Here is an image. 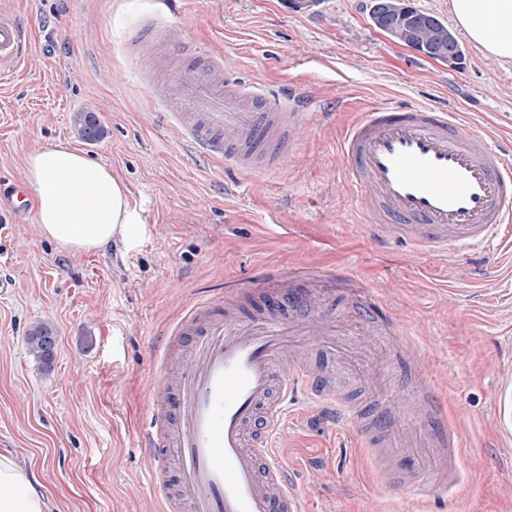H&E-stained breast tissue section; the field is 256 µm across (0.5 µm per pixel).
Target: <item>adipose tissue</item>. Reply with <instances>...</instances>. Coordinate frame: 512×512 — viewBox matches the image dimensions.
Instances as JSON below:
<instances>
[{
    "label": "adipose tissue",
    "mask_w": 512,
    "mask_h": 512,
    "mask_svg": "<svg viewBox=\"0 0 512 512\" xmlns=\"http://www.w3.org/2000/svg\"><path fill=\"white\" fill-rule=\"evenodd\" d=\"M449 7L485 57L512 61V0H449ZM25 177L34 192L42 236L71 253L84 254L126 236L139 221L111 168L67 144L31 153ZM0 512H48L29 479L1 455Z\"/></svg>",
    "instance_id": "obj_1"
}]
</instances>
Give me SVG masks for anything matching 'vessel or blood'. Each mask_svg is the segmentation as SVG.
Masks as SVG:
<instances>
[{
  "instance_id": "obj_1",
  "label": "vessel or blood",
  "mask_w": 512,
  "mask_h": 512,
  "mask_svg": "<svg viewBox=\"0 0 512 512\" xmlns=\"http://www.w3.org/2000/svg\"><path fill=\"white\" fill-rule=\"evenodd\" d=\"M30 48L23 24L0 14V60L23 63ZM162 96L197 152L242 173L275 166L278 145L290 140L303 117L297 94L267 103L259 87L225 77L218 60L172 68ZM343 154L378 237L404 240L425 254H451L492 241L501 225L512 222V165L459 113L377 105L349 127ZM0 198L13 219L30 216L21 184L0 181ZM305 275L301 268L263 270L257 288L268 295L271 313H223L225 300L235 294L230 288L191 308L172 329L171 338L190 329L195 339L175 393L164 388L167 360L159 358L149 382L152 417L139 432L151 459L146 482L161 512H173L163 480L172 461L180 498L191 512H301L294 476L277 448L288 394L308 380L306 368L290 359L287 339L316 330L277 308L302 303V295L287 286ZM358 315L376 316L383 334L396 332L394 313L379 300ZM411 392V405L395 404L394 415L440 416L425 375L415 374ZM431 441L444 459L445 484L456 486L454 431L433 433Z\"/></svg>"
}]
</instances>
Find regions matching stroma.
I'll return each mask as SVG.
<instances>
[{
  "label": "stroma",
  "instance_id": "35a3bbf8",
  "mask_svg": "<svg viewBox=\"0 0 512 512\" xmlns=\"http://www.w3.org/2000/svg\"><path fill=\"white\" fill-rule=\"evenodd\" d=\"M368 4L322 0L297 12L288 0H181L161 13L154 0H0L33 43L0 85V178L23 179L27 154L66 143L110 166L140 217L126 238L74 255L37 220L15 224L0 211V455L34 479L50 512H156L137 430L163 331L226 286L247 291L267 266L351 276L410 341L407 364L374 394L357 378L339 381L327 340L295 337L313 382L367 418L420 369L461 444L457 489L426 492L414 476L440 460L426 421L397 420L387 457L367 451L357 420L297 396L280 454L304 512H512V428L496 415L512 380V223L451 259L375 238L340 149L379 102L460 112L493 143L512 144V63L485 58L461 31L465 59L448 68L376 30ZM148 51L185 66L221 59L274 97L303 91L293 153L246 175L195 156L158 113ZM77 112L96 113L101 141L78 138ZM293 288L329 322L364 303L342 292L324 301L303 279ZM39 321L58 334L49 370L28 349Z\"/></svg>",
  "mask_w": 512,
  "mask_h": 512
}]
</instances>
